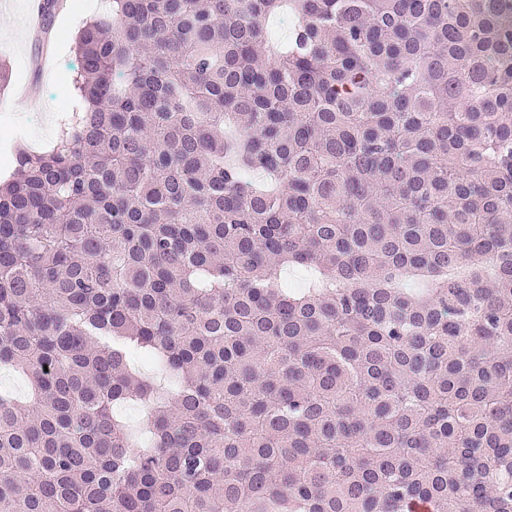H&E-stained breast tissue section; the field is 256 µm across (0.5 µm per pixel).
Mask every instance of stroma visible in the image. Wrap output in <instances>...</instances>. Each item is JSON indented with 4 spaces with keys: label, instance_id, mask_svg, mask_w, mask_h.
I'll return each instance as SVG.
<instances>
[{
    "label": "stroma",
    "instance_id": "stroma-1",
    "mask_svg": "<svg viewBox=\"0 0 512 512\" xmlns=\"http://www.w3.org/2000/svg\"><path fill=\"white\" fill-rule=\"evenodd\" d=\"M31 0H0V62L10 81L0 89V124L8 125L15 143L44 151L54 142L48 118L63 113L72 87L68 77L79 61L76 29L52 20L49 41L54 46L50 69H37V46L28 29Z\"/></svg>",
    "mask_w": 512,
    "mask_h": 512
}]
</instances>
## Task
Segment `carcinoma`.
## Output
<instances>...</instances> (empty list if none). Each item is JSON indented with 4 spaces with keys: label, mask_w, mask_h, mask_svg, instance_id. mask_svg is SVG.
Masks as SVG:
<instances>
[{
    "label": "carcinoma",
    "mask_w": 512,
    "mask_h": 512,
    "mask_svg": "<svg viewBox=\"0 0 512 512\" xmlns=\"http://www.w3.org/2000/svg\"><path fill=\"white\" fill-rule=\"evenodd\" d=\"M77 48L0 184V512H512V0H110Z\"/></svg>",
    "instance_id": "1"
}]
</instances>
